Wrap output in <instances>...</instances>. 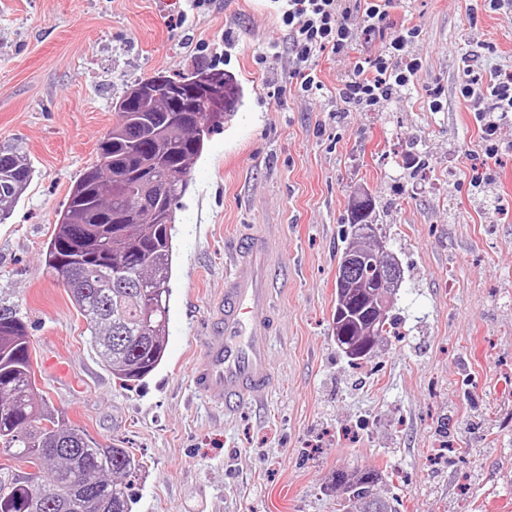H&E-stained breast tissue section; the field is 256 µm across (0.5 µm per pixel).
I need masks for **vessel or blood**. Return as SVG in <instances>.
Listing matches in <instances>:
<instances>
[{
    "instance_id": "obj_1",
    "label": "vessel or blood",
    "mask_w": 512,
    "mask_h": 512,
    "mask_svg": "<svg viewBox=\"0 0 512 512\" xmlns=\"http://www.w3.org/2000/svg\"><path fill=\"white\" fill-rule=\"evenodd\" d=\"M228 262L224 293L208 308L203 354L191 382L198 396L230 418L275 381L273 293L283 260L266 234L249 227L239 232Z\"/></svg>"
}]
</instances>
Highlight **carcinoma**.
Instances as JSON below:
<instances>
[{
	"label": "carcinoma",
	"instance_id": "1",
	"mask_svg": "<svg viewBox=\"0 0 512 512\" xmlns=\"http://www.w3.org/2000/svg\"><path fill=\"white\" fill-rule=\"evenodd\" d=\"M224 77L229 111L240 98L237 82L217 68L179 77L188 83L205 74ZM143 80L152 95L146 111L115 104L117 120L105 139L121 133L118 153L98 145L96 163L71 190L58 230L45 253V265L62 260L78 276L66 288L85 318L92 346L117 379L137 382L161 363L166 341L175 211L188 188L187 175L226 113L203 112L188 123L168 122L169 88ZM23 157L0 150V223L9 219L31 181ZM139 210L136 224L104 228L99 212ZM372 203L353 206L348 242L336 271V344L352 361L372 357L395 324L392 308L378 314L382 294L376 281L382 269L403 270L391 254L376 250L370 224ZM0 512H130L131 481L143 468L129 448L104 446L83 430L55 417L37 403L30 338L24 321L0 310ZM375 469L340 470L333 488L339 512H397L372 487Z\"/></svg>",
	"mask_w": 512,
	"mask_h": 512
}]
</instances>
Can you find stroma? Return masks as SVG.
Masks as SVG:
<instances>
[{
	"label": "stroma",
	"mask_w": 512,
	"mask_h": 512,
	"mask_svg": "<svg viewBox=\"0 0 512 512\" xmlns=\"http://www.w3.org/2000/svg\"><path fill=\"white\" fill-rule=\"evenodd\" d=\"M346 5L355 54L418 30L404 98L350 108L338 95L350 61L327 55L313 63L321 97L291 90L297 63L276 0H0V149L34 170L0 224V308L25 322L39 392L59 417L143 458L132 512H338L336 470L368 468L397 512H512V113L485 159L483 123L461 94L465 75L512 74V13L392 0L369 34L356 0ZM199 67L234 76L242 102L176 212L164 358L125 386L44 254L124 91ZM360 193L403 283L398 335L354 364L332 314ZM245 224L275 236L288 283L274 297L275 383L260 409L228 418L199 399L190 372Z\"/></svg>",
	"instance_id": "obj_1"
}]
</instances>
